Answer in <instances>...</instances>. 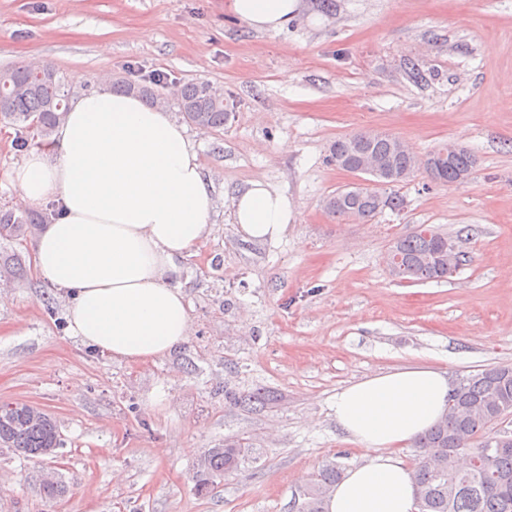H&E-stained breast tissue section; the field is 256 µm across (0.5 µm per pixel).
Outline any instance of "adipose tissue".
<instances>
[{
	"mask_svg": "<svg viewBox=\"0 0 512 512\" xmlns=\"http://www.w3.org/2000/svg\"><path fill=\"white\" fill-rule=\"evenodd\" d=\"M251 28H284L299 0H231ZM76 98L50 143L12 171L28 203L59 215L37 236L36 273L71 295L68 331L97 351L145 363L186 343L191 317L174 279L213 235L212 184L186 129L164 108L113 90ZM243 236L277 241L295 212L282 193L254 181L232 198ZM446 371L416 364L381 372L337 393V426L365 455L329 497L328 512H418L414 472L397 452L446 411Z\"/></svg>",
	"mask_w": 512,
	"mask_h": 512,
	"instance_id": "ef3b65f1",
	"label": "adipose tissue"
}]
</instances>
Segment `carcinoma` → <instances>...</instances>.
Returning a JSON list of instances; mask_svg holds the SVG:
<instances>
[{"instance_id":"cac0c4a2","label":"carcinoma","mask_w":512,"mask_h":512,"mask_svg":"<svg viewBox=\"0 0 512 512\" xmlns=\"http://www.w3.org/2000/svg\"><path fill=\"white\" fill-rule=\"evenodd\" d=\"M113 87L139 96L150 106L165 105L158 83L118 80ZM176 106L186 122L204 129L224 127L229 110L224 90L207 82H188L178 92ZM68 108V93L59 73L49 65L35 70L25 66L0 70V122L37 130L47 140ZM422 163L399 137L364 129L337 138L328 161L340 170H356L365 160L376 163L374 186L359 185L336 190L325 201L327 212L344 222L370 221L386 210L399 211L404 198L396 187L419 172L441 185L462 182L472 175L476 158L465 148L444 143ZM53 219L50 211L17 214L0 210V238L18 241L38 224ZM454 239L428 228H418L396 239L391 247L400 261L388 269L399 281H439L448 272V244ZM224 398L242 406L264 407L273 396L260 389ZM512 416V366L485 368L462 379L450 395L448 410L426 433L413 440L416 499L419 512H512V451L497 450L498 441L488 435L492 425ZM62 447L56 422L42 409L19 402L0 403V448L36 460ZM252 453L242 438H227L222 448H207L198 460L192 480L203 495L217 477L241 471ZM470 461H462V456ZM342 478L339 464L324 465L303 493L299 512H326L328 495Z\"/></svg>"}]
</instances>
